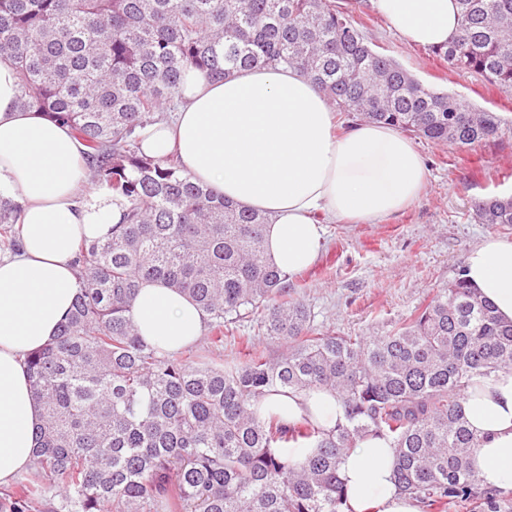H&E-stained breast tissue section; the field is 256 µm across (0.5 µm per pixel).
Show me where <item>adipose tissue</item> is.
<instances>
[{"label":"adipose tissue","instance_id":"obj_1","mask_svg":"<svg viewBox=\"0 0 512 512\" xmlns=\"http://www.w3.org/2000/svg\"><path fill=\"white\" fill-rule=\"evenodd\" d=\"M407 44L437 47L460 25L458 0H370ZM17 76L0 60V196H17L19 248L0 256V487L33 459L42 416L27 376V355L52 342L78 282L74 258L82 240L110 234L122 206L104 188L86 190L84 147L69 127L21 108ZM325 93L294 68H252L213 81L189 72L173 120L140 132L141 152L177 155L192 180L269 219L264 250L286 275L317 260L322 216L370 224L417 202L427 169L398 130L359 122L343 136ZM466 276L498 317L512 322V240L490 237L465 258ZM133 319L140 337L172 354L193 345L206 314L163 281L141 284ZM480 440L471 462L484 486L512 492V370L477 379L462 396ZM264 411L292 423L313 416L326 429L344 408L326 389L269 397ZM395 453L383 438L358 441L339 476L345 512H421L394 482Z\"/></svg>","mask_w":512,"mask_h":512}]
</instances>
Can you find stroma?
Instances as JSON below:
<instances>
[{
	"label": "stroma",
	"instance_id": "1",
	"mask_svg": "<svg viewBox=\"0 0 512 512\" xmlns=\"http://www.w3.org/2000/svg\"><path fill=\"white\" fill-rule=\"evenodd\" d=\"M339 2L374 49L425 84L500 118L493 138L470 147L415 140L429 174L420 200L375 224H328L317 263L288 280L289 298L310 309L318 332L373 336L446 287L484 238L512 240V225L474 220L475 203L512 194V92L478 75L450 71L428 48L404 43L368 0Z\"/></svg>",
	"mask_w": 512,
	"mask_h": 512
}]
</instances>
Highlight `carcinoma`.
Listing matches in <instances>:
<instances>
[{
  "instance_id": "1",
  "label": "carcinoma",
  "mask_w": 512,
  "mask_h": 512,
  "mask_svg": "<svg viewBox=\"0 0 512 512\" xmlns=\"http://www.w3.org/2000/svg\"><path fill=\"white\" fill-rule=\"evenodd\" d=\"M461 23L431 52L448 69L512 91V0H459ZM0 59L19 104L72 130L94 181L124 201L112 233L77 249L78 292L57 337L26 359L43 409L34 464L0 512H343L339 464L367 436L395 449L396 481L427 512L472 502L512 512L471 466L478 437L459 396L512 369V323L458 275L375 336L316 334L264 255L268 218L143 156L137 130L176 109L184 74L304 71L335 110L434 143L473 146L500 118L425 85L371 48L337 0H0ZM18 202L0 199V226ZM481 224H512V197L478 202ZM161 280L206 313L209 346L169 354L137 334L140 283ZM253 321L277 359L226 362L217 347ZM334 391L325 430L261 415L288 389ZM315 448L303 459L289 447Z\"/></svg>"
}]
</instances>
